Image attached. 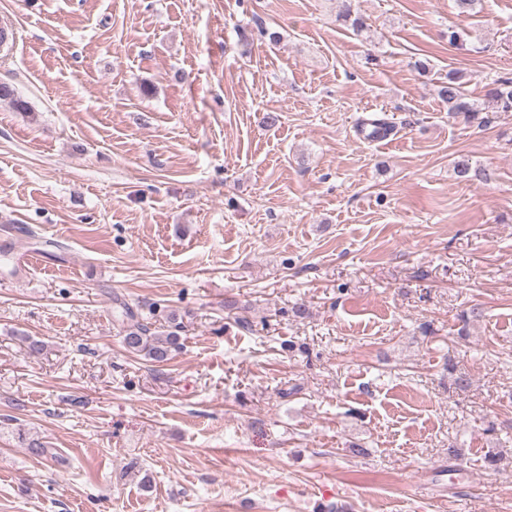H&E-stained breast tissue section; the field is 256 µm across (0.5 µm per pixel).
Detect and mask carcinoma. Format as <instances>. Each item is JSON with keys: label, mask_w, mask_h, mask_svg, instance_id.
<instances>
[{"label": "carcinoma", "mask_w": 512, "mask_h": 512, "mask_svg": "<svg viewBox=\"0 0 512 512\" xmlns=\"http://www.w3.org/2000/svg\"><path fill=\"white\" fill-rule=\"evenodd\" d=\"M466 73L454 69L448 71L447 81L438 89V97L448 106V115L471 119L480 109L477 104L467 100L464 85ZM487 97L502 112H512V78H504L493 83ZM121 316L128 319L123 327L122 343L125 348L137 355H142L154 363H165L173 353L181 348L180 332L183 326L174 314L166 317V324H156L155 310H150L146 317L139 316L128 306L123 308Z\"/></svg>", "instance_id": "1"}]
</instances>
